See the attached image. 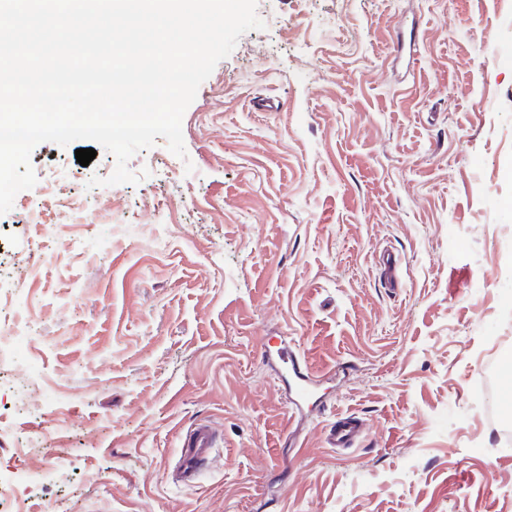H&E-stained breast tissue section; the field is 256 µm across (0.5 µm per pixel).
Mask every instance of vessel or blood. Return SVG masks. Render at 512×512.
I'll return each mask as SVG.
<instances>
[{
    "instance_id": "obj_1",
    "label": "vessel or blood",
    "mask_w": 512,
    "mask_h": 512,
    "mask_svg": "<svg viewBox=\"0 0 512 512\" xmlns=\"http://www.w3.org/2000/svg\"><path fill=\"white\" fill-rule=\"evenodd\" d=\"M273 355L278 358V368L287 374L291 382L294 403L309 402L319 409H326V402L316 396L317 380L308 359L285 344L276 353L262 352L261 358L266 361ZM363 430V422L357 416L340 415L331 424L326 441L329 447L349 449L360 440ZM218 440L216 428L204 419L196 421L183 431L179 436L174 479L187 486L193 485L211 462Z\"/></svg>"
}]
</instances>
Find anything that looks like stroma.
Masks as SVG:
<instances>
[{"label": "stroma", "mask_w": 512, "mask_h": 512, "mask_svg": "<svg viewBox=\"0 0 512 512\" xmlns=\"http://www.w3.org/2000/svg\"><path fill=\"white\" fill-rule=\"evenodd\" d=\"M182 119L133 155L37 145L0 215V482L39 512H512V0H257ZM401 258L397 287L379 260ZM292 338L325 412L286 421ZM349 364L346 376L329 367ZM365 424L328 447L337 412ZM222 432L197 482L178 436Z\"/></svg>", "instance_id": "35a3bbf8"}]
</instances>
